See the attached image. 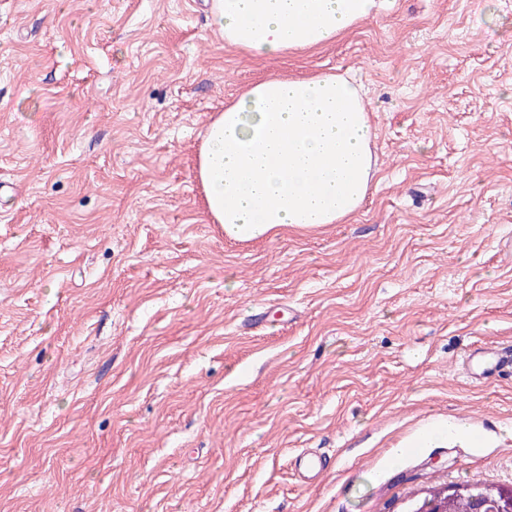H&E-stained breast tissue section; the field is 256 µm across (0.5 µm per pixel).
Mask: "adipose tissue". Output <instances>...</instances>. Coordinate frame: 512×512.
Here are the masks:
<instances>
[{"mask_svg":"<svg viewBox=\"0 0 512 512\" xmlns=\"http://www.w3.org/2000/svg\"><path fill=\"white\" fill-rule=\"evenodd\" d=\"M384 0H211L225 48L279 59L323 45ZM363 90L324 73L268 77L210 121L195 177L212 223L247 241L289 226L337 224L364 201L375 174Z\"/></svg>","mask_w":512,"mask_h":512,"instance_id":"obj_1","label":"adipose tissue"}]
</instances>
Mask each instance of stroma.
Returning a JSON list of instances; mask_svg holds the SVG:
<instances>
[{"instance_id":"1","label":"stroma","mask_w":512,"mask_h":512,"mask_svg":"<svg viewBox=\"0 0 512 512\" xmlns=\"http://www.w3.org/2000/svg\"><path fill=\"white\" fill-rule=\"evenodd\" d=\"M359 80V210L249 242L193 170L269 74ZM512 0H390L272 62L206 0H0V512H406L512 485ZM454 419L484 442L417 436ZM326 462L299 478L300 451ZM499 350L488 347H476L466 357L469 367V377L474 380H481L493 376L503 370L505 367L512 369V349L511 357Z\"/></svg>"}]
</instances>
